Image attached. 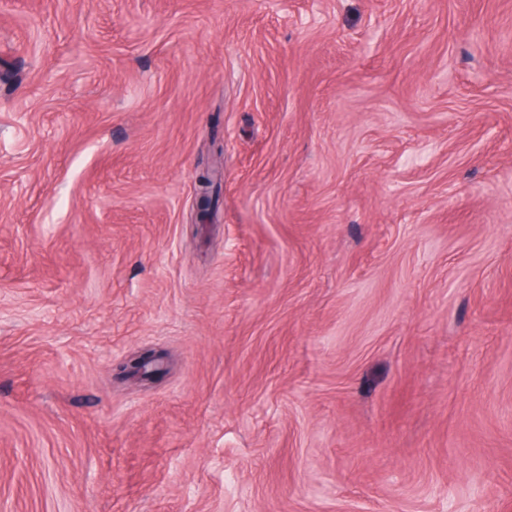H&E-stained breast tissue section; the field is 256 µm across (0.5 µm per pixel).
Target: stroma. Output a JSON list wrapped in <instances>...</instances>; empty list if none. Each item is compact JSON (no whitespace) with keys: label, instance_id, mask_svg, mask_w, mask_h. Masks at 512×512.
I'll use <instances>...</instances> for the list:
<instances>
[{"label":"stroma","instance_id":"obj_1","mask_svg":"<svg viewBox=\"0 0 512 512\" xmlns=\"http://www.w3.org/2000/svg\"><path fill=\"white\" fill-rule=\"evenodd\" d=\"M0 512H512V0H0Z\"/></svg>","mask_w":512,"mask_h":512}]
</instances>
